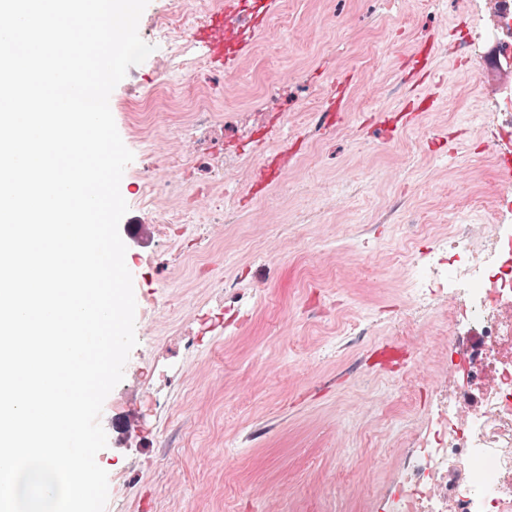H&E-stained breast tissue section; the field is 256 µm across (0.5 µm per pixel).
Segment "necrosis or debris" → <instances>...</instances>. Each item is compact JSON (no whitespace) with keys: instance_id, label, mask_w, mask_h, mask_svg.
<instances>
[{"instance_id":"4bbe7bcc","label":"necrosis or debris","mask_w":512,"mask_h":512,"mask_svg":"<svg viewBox=\"0 0 512 512\" xmlns=\"http://www.w3.org/2000/svg\"><path fill=\"white\" fill-rule=\"evenodd\" d=\"M158 34L171 69L205 64V51L178 22L163 18ZM488 229L481 241L468 227L453 229L451 257L409 267L413 287L468 298V319L482 327L488 348L449 367L463 387L483 386L481 406L461 416L447 396L421 425L400 480L399 512H512V188L494 194Z\"/></svg>"}]
</instances>
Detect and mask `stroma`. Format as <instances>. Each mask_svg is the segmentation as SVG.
Segmentation results:
<instances>
[{"label": "stroma", "instance_id": "stroma-1", "mask_svg": "<svg viewBox=\"0 0 512 512\" xmlns=\"http://www.w3.org/2000/svg\"><path fill=\"white\" fill-rule=\"evenodd\" d=\"M191 7L149 0L154 50L109 100L134 155L119 231L138 343L100 418L105 512H388L448 361L480 343L464 299L429 292L417 311L406 265L483 221L512 153L497 138L512 38L468 46L495 0H278L232 71L188 80L155 27ZM197 90L244 166L204 247L201 211L178 206L207 183L187 158L210 144L178 132ZM153 98L160 133L134 140ZM138 174L175 201L138 204Z\"/></svg>", "mask_w": 512, "mask_h": 512}]
</instances>
